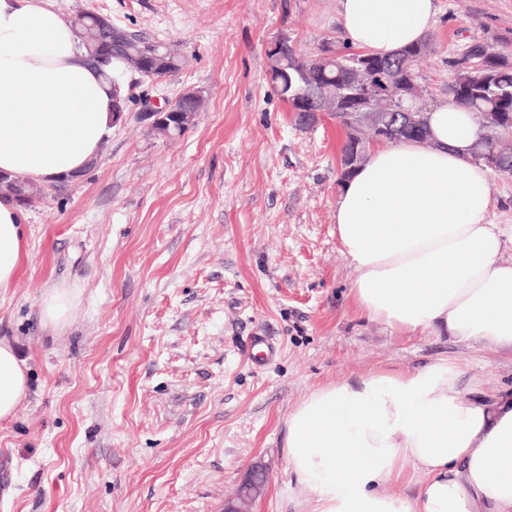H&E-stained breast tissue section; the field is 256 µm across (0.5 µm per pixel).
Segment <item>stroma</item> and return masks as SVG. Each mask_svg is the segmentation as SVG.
<instances>
[{
    "instance_id": "obj_1",
    "label": "stroma",
    "mask_w": 512,
    "mask_h": 512,
    "mask_svg": "<svg viewBox=\"0 0 512 512\" xmlns=\"http://www.w3.org/2000/svg\"><path fill=\"white\" fill-rule=\"evenodd\" d=\"M155 43H181L175 77L126 73L130 102L95 165L28 204L29 250L0 290V337L31 390L0 424V512H222L250 472L270 481L253 512H311L286 458L289 412L322 386L440 359L512 390V353L432 332L401 335L360 316L357 273L335 208L345 132L298 128L268 81V43L313 51L342 35L336 0H54ZM423 103L448 97L449 58L475 39L512 54V0H437ZM208 104L169 140L142 99ZM71 289V322L47 330L42 294ZM272 338L268 365L251 340Z\"/></svg>"
}]
</instances>
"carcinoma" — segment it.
I'll return each mask as SVG.
<instances>
[{
  "label": "carcinoma",
  "mask_w": 512,
  "mask_h": 512,
  "mask_svg": "<svg viewBox=\"0 0 512 512\" xmlns=\"http://www.w3.org/2000/svg\"><path fill=\"white\" fill-rule=\"evenodd\" d=\"M79 43L87 59L108 75L109 83H121L116 71L141 74L140 64L151 62L149 80L162 82L179 74L187 65L186 56L164 44H154L118 25L108 24L99 14L80 13L73 19ZM433 50L429 41L411 45L391 57L371 56L364 52L341 51L324 42L312 53H302L287 41L282 44L281 61L269 69L272 88L292 109L303 102L307 110L322 107L330 115L357 111V99L365 94L358 88L349 66L366 60L372 67L371 97L368 112H392L409 104V99L423 93L418 84L417 62ZM453 78L448 95L458 107L479 118L480 130L472 147L474 161L504 174H512V143L506 131L512 127V55L490 44L474 40L458 55L448 60ZM204 91L182 96L172 104L174 118L167 125L154 127V133L175 138L194 125L198 113L205 110ZM429 139L426 121L416 126L393 123L388 141L423 142ZM369 143L356 145L346 137L341 147L339 181H345L363 162ZM45 186L0 174V196L21 202L43 197Z\"/></svg>",
  "instance_id": "cac0c4a2"
}]
</instances>
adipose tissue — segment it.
Here are the masks:
<instances>
[{"mask_svg": "<svg viewBox=\"0 0 512 512\" xmlns=\"http://www.w3.org/2000/svg\"><path fill=\"white\" fill-rule=\"evenodd\" d=\"M436 0H336L345 41L378 56L426 38ZM114 125L110 87L52 0H0V172L37 184L80 178ZM431 146L370 145L336 201L361 314L394 332L446 333L512 352V225L489 221L490 173L470 154L475 114L442 102ZM26 214L0 196V289L18 279ZM29 368L0 340V422ZM441 360L323 386L289 413L287 460L313 512H512V393L475 398ZM423 479L414 498L384 485Z\"/></svg>", "mask_w": 512, "mask_h": 512, "instance_id": "adipose-tissue-1", "label": "adipose tissue"}]
</instances>
